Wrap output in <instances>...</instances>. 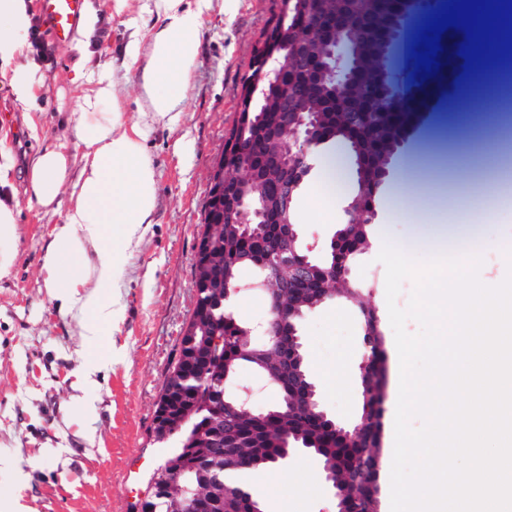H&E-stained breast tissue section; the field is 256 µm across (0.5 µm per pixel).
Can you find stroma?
Masks as SVG:
<instances>
[{"label": "stroma", "instance_id": "35a3bbf8", "mask_svg": "<svg viewBox=\"0 0 512 512\" xmlns=\"http://www.w3.org/2000/svg\"><path fill=\"white\" fill-rule=\"evenodd\" d=\"M86 4L97 17L93 38L82 48L71 42L55 46L52 55H35L30 105L17 102L8 79L0 77V139L15 155L12 181L20 192L16 255L10 274L0 279V492H16L22 512H139L149 494L150 477L168 453L155 438L154 411L195 305L194 251L210 174L239 118L241 80L253 50L280 8V0H185L199 20V56L177 122L144 128L141 145L156 174L154 221L143 225L138 245L119 262L106 292L112 326L98 346L83 336L78 306L60 309L44 286L41 256L62 215L28 202L23 190L30 161L46 144L67 143L73 160L81 158L69 120L88 87L75 78L79 59L114 82L116 104H99V111L116 106L125 122L138 120L148 59L128 63L125 46L133 30L145 34L163 21L153 13L152 0H130L120 16L113 14L112 0ZM464 64L457 57L452 86L392 160L387 189L396 187L412 162L424 165V180L407 218H392L377 206L365 246L348 261L347 279L360 289L359 300L335 296L300 321L307 366L325 411L337 423L352 425L362 414L358 366L365 307L376 313L388 354L385 427L396 409L400 365L391 355L396 344L385 267L378 260L383 244L429 258L422 244L440 210L465 201L467 228L454 237L450 253L482 251L497 276L506 275L495 246L512 242V210L471 178L479 157L494 151V128L486 115L451 109L481 74ZM313 164L294 208L300 244L318 259L346 220L355 178L351 164H344L340 186L326 200L332 213L327 220L306 209L322 157ZM255 279L253 271L244 272L234 312L258 323L269 307ZM249 484L264 512H336L320 461L300 450L291 451L285 465L255 470Z\"/></svg>", "mask_w": 512, "mask_h": 512}]
</instances>
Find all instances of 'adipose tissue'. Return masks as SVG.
<instances>
[{"mask_svg":"<svg viewBox=\"0 0 512 512\" xmlns=\"http://www.w3.org/2000/svg\"><path fill=\"white\" fill-rule=\"evenodd\" d=\"M164 25L150 38L132 37L126 47L128 60L142 50L150 52V68L140 84L145 109L139 121L124 123L119 112L89 119L90 108L114 101V84L98 75L92 88L76 100L70 121L77 145L82 146L79 173H72L64 144L39 151L28 179L29 198L46 210L64 207L61 224L41 263L45 287L53 289L61 306L80 304L84 335L97 337L111 322L105 291L113 282L119 249L137 243L142 225L151 223L155 208L156 179L141 143V123H175L177 109L188 90L189 69L198 56L197 20L183 8V0H154ZM31 15L26 0H0V74L10 73L16 100L33 99L27 35ZM15 163L11 149L0 141V278L8 276L13 245L18 238V202L10 181ZM67 203H60V195Z\"/></svg>","mask_w":512,"mask_h":512,"instance_id":"adipose-tissue-1","label":"adipose tissue"}]
</instances>
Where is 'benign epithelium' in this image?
Listing matches in <instances>:
<instances>
[{
  "label": "benign epithelium",
  "mask_w": 512,
  "mask_h": 512,
  "mask_svg": "<svg viewBox=\"0 0 512 512\" xmlns=\"http://www.w3.org/2000/svg\"><path fill=\"white\" fill-rule=\"evenodd\" d=\"M419 5V0H388V10L393 23L385 38L388 52L396 51L401 38V21L405 14ZM281 22L275 39L261 50L257 72L251 78L245 96L246 113L238 122L233 141L236 155L256 154L261 167L274 174L276 191L255 196L247 186L231 178L227 171L241 166L232 162L227 153L211 174V195L204 223L222 224L229 221L239 227L244 240L260 233L267 225H275L274 241L268 252L247 259L261 268L262 284L276 278L280 269L288 271V277L280 281V288L288 289V297L297 295V287L314 278L331 280L344 277L348 272V253H339L340 241L333 242V255L338 262L328 266L313 265L310 257L297 248L298 234L290 223L289 213L294 201V191L311 170L313 149L320 144L325 132L312 113L301 109L300 104L313 92L314 84L306 77L324 64L337 76L338 84L332 89L334 101H343L346 84L351 82L354 71L350 46L354 40L355 27L327 19L310 8V0H283ZM308 19L307 31L321 32L333 45L327 61L314 55L307 38L299 33L292 22L299 16ZM441 68L432 77L423 72L410 87L397 82L389 94L380 98V112H399L407 95L413 97L417 112L426 111L438 95L453 79L456 55L454 52H439ZM293 69L304 76L289 85L281 84L284 71ZM292 132L294 145L283 147L285 134ZM224 242L207 229L199 239L195 256V288L206 289L212 298L221 300L224 291L232 287L230 276L217 264V255ZM271 310L277 316L258 325L256 335L266 340L274 349L289 348L291 357L299 362V349L291 345L299 341L292 315L280 308L278 294L269 295ZM182 362L194 366L201 375L222 373L224 377L236 372L231 363L224 360L215 336V318L208 307L194 308L191 319L180 336ZM367 354L359 365V380L363 402L373 401L385 384V368L380 355L373 350V337L363 338ZM228 395L222 385L209 389L193 405L186 404L183 393L175 384L166 386L160 400L161 411L155 420V435L167 441L181 431L189 416L205 412L209 419L206 426L188 435L187 444L191 460L174 461L160 469L154 476L155 492L167 504V512H225L224 503L236 498H246L240 489L232 490L224 483V474L229 471L250 469L257 466L253 460L240 455L242 447L239 429L234 414H252L250 401L239 394L233 396L235 403L227 401ZM369 414L362 415L360 422L349 428L329 420V425L343 436L358 443L368 433ZM319 458L325 480L331 483L336 498H342V490L336 480V456L314 450Z\"/></svg>",
  "instance_id": "7a95c632"
}]
</instances>
